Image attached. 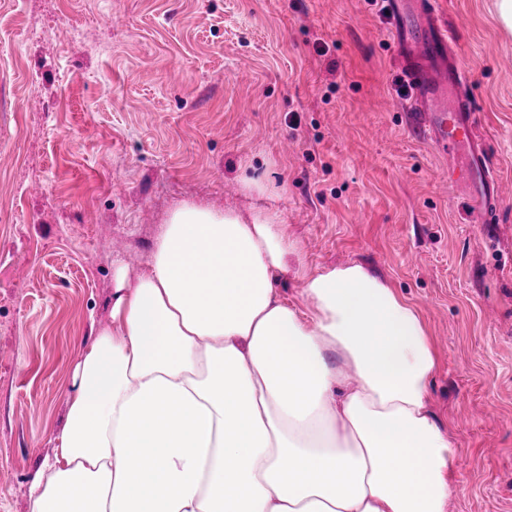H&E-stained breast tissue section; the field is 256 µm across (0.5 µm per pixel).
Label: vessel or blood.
Segmentation results:
<instances>
[{"mask_svg":"<svg viewBox=\"0 0 512 512\" xmlns=\"http://www.w3.org/2000/svg\"><path fill=\"white\" fill-rule=\"evenodd\" d=\"M394 39L406 57V81L433 147L448 157V181L469 187L478 221L490 223L503 201L487 141L476 131L474 103L453 49V37L437 19L433 0H386Z\"/></svg>","mask_w":512,"mask_h":512,"instance_id":"b4317fda","label":"vessel or blood"}]
</instances>
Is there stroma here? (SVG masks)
Listing matches in <instances>:
<instances>
[{
    "label": "stroma",
    "instance_id": "stroma-1",
    "mask_svg": "<svg viewBox=\"0 0 512 512\" xmlns=\"http://www.w3.org/2000/svg\"><path fill=\"white\" fill-rule=\"evenodd\" d=\"M436 8L505 184L489 228L370 0H0V512H29L91 324L187 199L280 212L307 271L357 262L414 302L453 512H512V33L493 0Z\"/></svg>",
    "mask_w": 512,
    "mask_h": 512
}]
</instances>
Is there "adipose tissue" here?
Instances as JSON below:
<instances>
[{"label":"adipose tissue","instance_id":"ef3b65f1","mask_svg":"<svg viewBox=\"0 0 512 512\" xmlns=\"http://www.w3.org/2000/svg\"><path fill=\"white\" fill-rule=\"evenodd\" d=\"M281 216L186 201L118 278L29 512H451L419 308L359 263L304 274ZM275 288L283 299L296 303L301 308L305 307L306 303L300 294V280L293 272L280 275L275 281Z\"/></svg>","mask_w":512,"mask_h":512}]
</instances>
